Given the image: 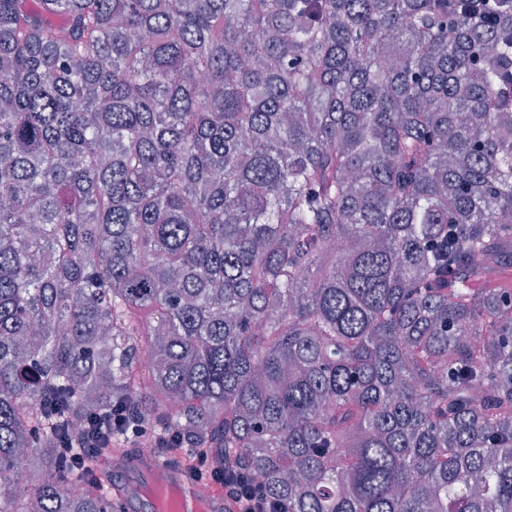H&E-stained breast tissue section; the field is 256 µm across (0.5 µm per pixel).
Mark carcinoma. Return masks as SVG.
<instances>
[{"mask_svg":"<svg viewBox=\"0 0 512 512\" xmlns=\"http://www.w3.org/2000/svg\"><path fill=\"white\" fill-rule=\"evenodd\" d=\"M0 0V512H122L115 407L287 512H512V2ZM453 38H448V33Z\"/></svg>","mask_w":512,"mask_h":512,"instance_id":"obj_1","label":"carcinoma"}]
</instances>
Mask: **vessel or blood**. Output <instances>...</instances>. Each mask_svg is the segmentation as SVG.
Here are the masks:
<instances>
[{
  "mask_svg": "<svg viewBox=\"0 0 512 512\" xmlns=\"http://www.w3.org/2000/svg\"><path fill=\"white\" fill-rule=\"evenodd\" d=\"M112 482L123 512H158L160 500L177 491L178 512H233L232 501L201 494L180 469L154 456L130 463L113 462Z\"/></svg>",
  "mask_w": 512,
  "mask_h": 512,
  "instance_id": "vessel-or-blood-1",
  "label": "vessel or blood"
}]
</instances>
